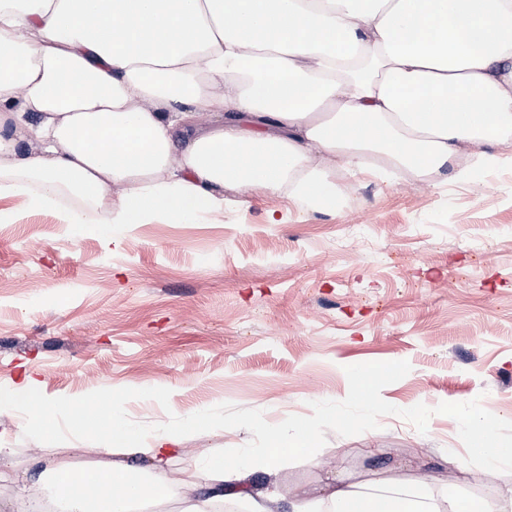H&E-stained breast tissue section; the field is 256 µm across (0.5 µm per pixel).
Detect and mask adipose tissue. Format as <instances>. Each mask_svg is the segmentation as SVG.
Wrapping results in <instances>:
<instances>
[{
    "instance_id": "1",
    "label": "adipose tissue",
    "mask_w": 512,
    "mask_h": 512,
    "mask_svg": "<svg viewBox=\"0 0 512 512\" xmlns=\"http://www.w3.org/2000/svg\"><path fill=\"white\" fill-rule=\"evenodd\" d=\"M205 113L220 124L198 127ZM465 160H512V0H0V198L75 229L185 224L223 210L228 189L332 208L335 170L427 178ZM93 401L89 440L128 463L58 461L18 483L13 512L48 493L59 512H139L180 495L159 465L205 419L148 440L111 397ZM0 406L87 428L81 405L29 381L0 388ZM305 445L200 459L208 482L192 512ZM141 458L157 466L147 484ZM318 498L331 512H512V500L453 494L440 507L400 481L372 493L338 481Z\"/></svg>"
}]
</instances>
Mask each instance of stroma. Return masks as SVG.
<instances>
[{
  "label": "stroma",
  "mask_w": 512,
  "mask_h": 512,
  "mask_svg": "<svg viewBox=\"0 0 512 512\" xmlns=\"http://www.w3.org/2000/svg\"><path fill=\"white\" fill-rule=\"evenodd\" d=\"M481 175L480 186L431 188L339 173L333 209L228 191L221 213L121 224L108 242L2 198L16 217L0 223V387L30 377L50 398L164 387L168 406L135 399L128 417L156 425L229 403L277 424L345 399V366L405 360L410 372L381 396L433 408L426 432L395 415L356 436L327 432L308 460L244 473V512H289L332 476L360 488L407 475L437 503L511 498L512 473L464 464L457 422L435 411L477 399L512 421V167ZM250 439L239 428L187 434L162 469L205 485L195 458ZM0 445L20 471L97 461L75 435L36 430L11 407H0Z\"/></svg>",
  "instance_id": "35a3bbf8"
}]
</instances>
